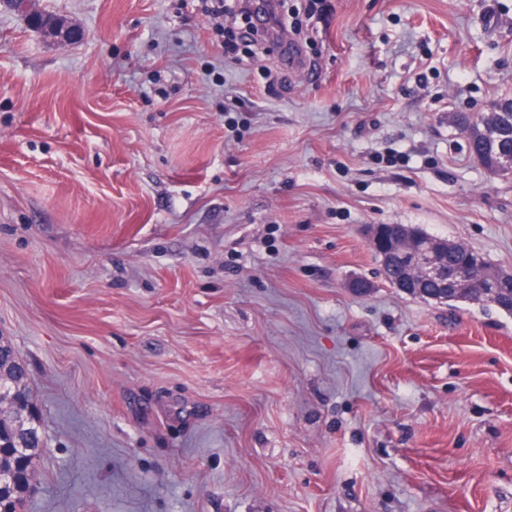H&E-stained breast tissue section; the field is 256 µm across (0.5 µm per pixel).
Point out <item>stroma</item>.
Returning a JSON list of instances; mask_svg holds the SVG:
<instances>
[{
	"label": "stroma",
	"mask_w": 512,
	"mask_h": 512,
	"mask_svg": "<svg viewBox=\"0 0 512 512\" xmlns=\"http://www.w3.org/2000/svg\"><path fill=\"white\" fill-rule=\"evenodd\" d=\"M0 6V336L47 438L28 512H512V314L390 286L412 224L512 272V0ZM366 281L367 292L352 289ZM468 121L465 116L454 118L462 133ZM466 128V136L482 143L484 154L488 153L495 173L501 176L511 175L512 99L501 101L494 111L489 112L481 120L468 124Z\"/></svg>",
	"instance_id": "35a3bbf8"
}]
</instances>
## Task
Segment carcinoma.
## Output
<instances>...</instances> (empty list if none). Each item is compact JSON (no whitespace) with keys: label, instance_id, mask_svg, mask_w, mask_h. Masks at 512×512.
<instances>
[{"label":"carcinoma","instance_id":"obj_1","mask_svg":"<svg viewBox=\"0 0 512 512\" xmlns=\"http://www.w3.org/2000/svg\"><path fill=\"white\" fill-rule=\"evenodd\" d=\"M0 387L6 396L22 397L27 402L23 408L5 403L0 410V441L5 444L0 449V473L14 478V483L0 490V509L26 512L32 487L23 472L36 471V462L43 453L41 425L33 407L27 369L15 346L4 336H0Z\"/></svg>","mask_w":512,"mask_h":512}]
</instances>
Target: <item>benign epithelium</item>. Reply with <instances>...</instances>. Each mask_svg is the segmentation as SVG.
<instances>
[{
  "label": "benign epithelium",
  "mask_w": 512,
  "mask_h": 512,
  "mask_svg": "<svg viewBox=\"0 0 512 512\" xmlns=\"http://www.w3.org/2000/svg\"><path fill=\"white\" fill-rule=\"evenodd\" d=\"M0 3L17 9L27 19L44 16L36 8L35 0H22L20 3L0 0ZM78 35L79 30L65 22L53 30L52 39L66 45ZM466 136L482 143L496 174H512V99L501 101L494 111L468 124ZM370 245L381 257L382 265L389 255L396 252L413 253L415 259L395 282L396 287L405 294H415L439 303L455 301L463 293H472L486 303H494L499 294V284L512 281V272L490 268L480 259L472 266H448V252L472 251L471 247L461 242L420 237L411 232L399 238L382 239L379 229L375 227L370 235ZM430 283L437 284V288H426Z\"/></svg>",
  "instance_id": "7a95c632"
}]
</instances>
